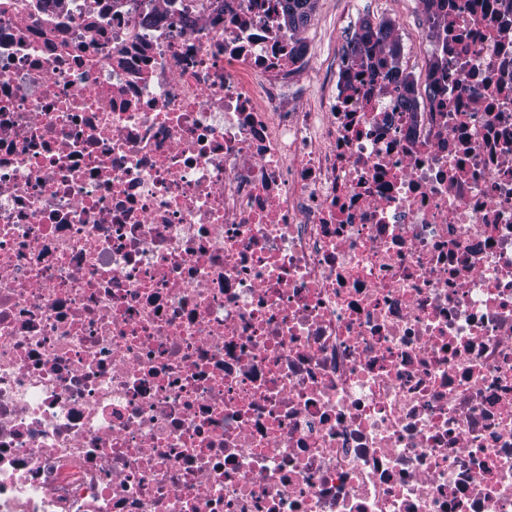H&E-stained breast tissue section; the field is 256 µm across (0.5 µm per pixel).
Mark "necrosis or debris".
<instances>
[{"instance_id":"4bbe7bcc","label":"necrosis or debris","mask_w":512,"mask_h":512,"mask_svg":"<svg viewBox=\"0 0 512 512\" xmlns=\"http://www.w3.org/2000/svg\"><path fill=\"white\" fill-rule=\"evenodd\" d=\"M414 24L0 0V512H512V0Z\"/></svg>"}]
</instances>
